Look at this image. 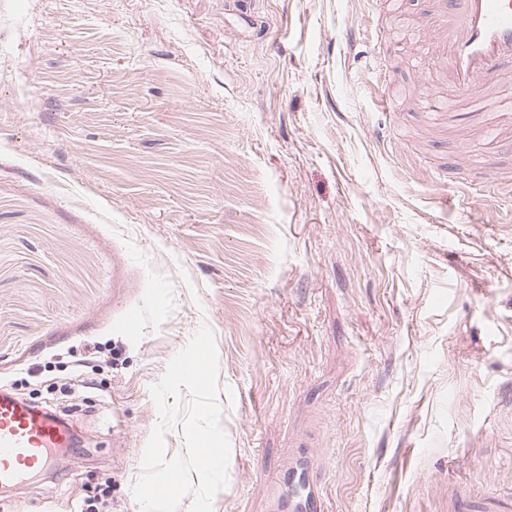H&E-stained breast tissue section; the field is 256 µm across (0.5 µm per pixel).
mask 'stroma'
<instances>
[{"instance_id": "stroma-1", "label": "stroma", "mask_w": 512, "mask_h": 512, "mask_svg": "<svg viewBox=\"0 0 512 512\" xmlns=\"http://www.w3.org/2000/svg\"><path fill=\"white\" fill-rule=\"evenodd\" d=\"M425 9L0 0V387L70 405L85 449L0 512H142L150 389L204 325L213 512H308L309 472L320 512H512V144L452 167L405 97Z\"/></svg>"}]
</instances>
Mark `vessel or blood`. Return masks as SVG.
I'll return each instance as SVG.
<instances>
[{"label":"vessel or blood","mask_w":512,"mask_h":512,"mask_svg":"<svg viewBox=\"0 0 512 512\" xmlns=\"http://www.w3.org/2000/svg\"><path fill=\"white\" fill-rule=\"evenodd\" d=\"M439 89L423 109L435 124L456 122L458 106L497 89L512 101V0H428ZM73 432L47 409L0 393V494L48 470Z\"/></svg>","instance_id":"1"}]
</instances>
